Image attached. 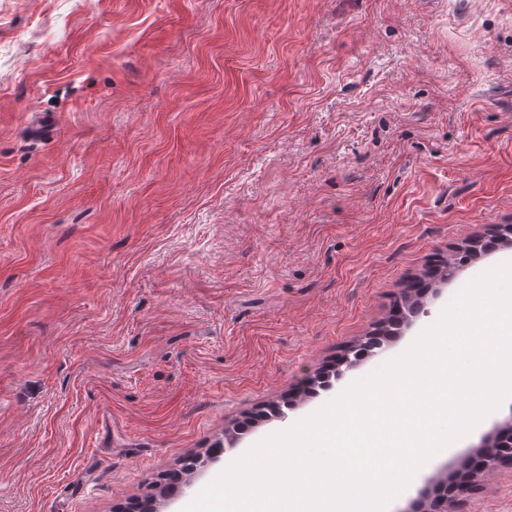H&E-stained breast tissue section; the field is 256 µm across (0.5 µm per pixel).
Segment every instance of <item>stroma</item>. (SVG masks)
Here are the masks:
<instances>
[{
	"instance_id": "35a3bbf8",
	"label": "stroma",
	"mask_w": 512,
	"mask_h": 512,
	"mask_svg": "<svg viewBox=\"0 0 512 512\" xmlns=\"http://www.w3.org/2000/svg\"><path fill=\"white\" fill-rule=\"evenodd\" d=\"M497 224L512 0H0V512H137L148 494L181 512L512 260L463 267L381 353L296 398ZM511 417L509 400L387 512ZM190 456L168 495L159 475ZM450 512H512V469Z\"/></svg>"
}]
</instances>
